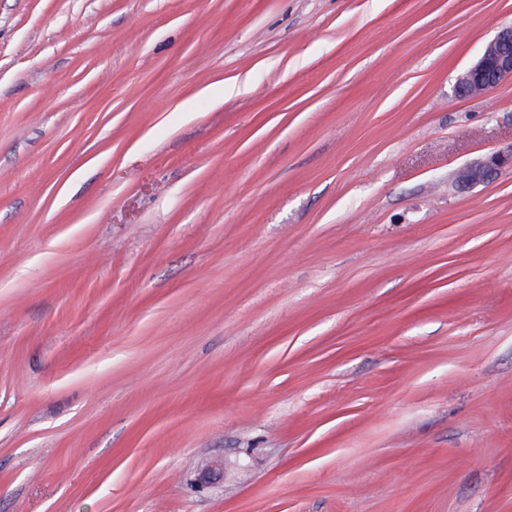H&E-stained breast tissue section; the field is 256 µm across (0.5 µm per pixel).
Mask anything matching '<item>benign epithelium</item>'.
I'll list each match as a JSON object with an SVG mask.
<instances>
[{
	"label": "benign epithelium",
	"mask_w": 512,
	"mask_h": 512,
	"mask_svg": "<svg viewBox=\"0 0 512 512\" xmlns=\"http://www.w3.org/2000/svg\"><path fill=\"white\" fill-rule=\"evenodd\" d=\"M507 78H512V26L503 28L460 76L457 90L466 97L487 96ZM506 165L512 166V145L463 167L459 171L458 182L465 186L485 182ZM223 477V465L210 463L200 469L194 482L200 488H209Z\"/></svg>",
	"instance_id": "obj_1"
}]
</instances>
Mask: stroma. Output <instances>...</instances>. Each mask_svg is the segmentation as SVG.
I'll return each mask as SVG.
<instances>
[{
    "mask_svg": "<svg viewBox=\"0 0 512 512\" xmlns=\"http://www.w3.org/2000/svg\"><path fill=\"white\" fill-rule=\"evenodd\" d=\"M510 25L0 0V512H512ZM506 78H512V25L503 28L460 76L457 90L466 97L487 96ZM506 165L512 166V145L491 153L480 162L463 167L459 171L458 182L465 186L485 182Z\"/></svg>",
    "mask_w": 512,
    "mask_h": 512,
    "instance_id": "35a3bbf8",
    "label": "stroma"
}]
</instances>
